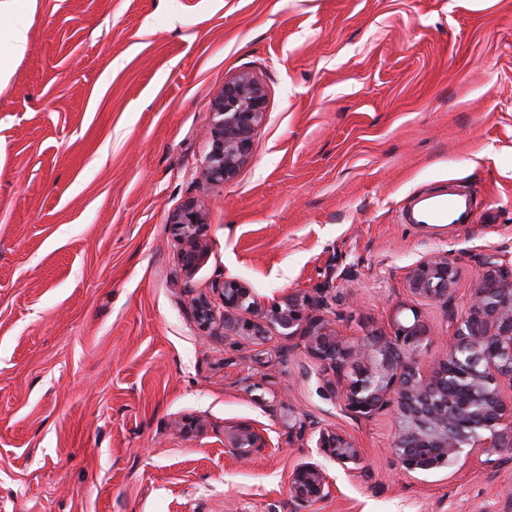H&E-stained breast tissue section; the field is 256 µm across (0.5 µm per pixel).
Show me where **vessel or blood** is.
<instances>
[{
	"label": "vessel or blood",
	"instance_id": "vessel-or-blood-1",
	"mask_svg": "<svg viewBox=\"0 0 512 512\" xmlns=\"http://www.w3.org/2000/svg\"><path fill=\"white\" fill-rule=\"evenodd\" d=\"M475 201L466 186L455 182L413 191L400 211L403 223L453 226L472 223Z\"/></svg>",
	"mask_w": 512,
	"mask_h": 512
}]
</instances>
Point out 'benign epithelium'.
<instances>
[{
  "instance_id": "7a95c632",
  "label": "benign epithelium",
  "mask_w": 512,
  "mask_h": 512,
  "mask_svg": "<svg viewBox=\"0 0 512 512\" xmlns=\"http://www.w3.org/2000/svg\"><path fill=\"white\" fill-rule=\"evenodd\" d=\"M214 124L204 175L215 181L231 178L250 157L253 133L265 113L261 87L247 74L224 82L212 104ZM171 230L185 248L181 262L193 269L201 256L206 224L200 201H186L170 218ZM456 268L446 254L422 258L407 276L412 294L448 307L454 293ZM224 306L220 324L224 339L260 340L268 330L299 336L308 354L336 374L334 390L342 411L355 420L394 410L396 437L390 455L402 477L448 464L463 452L493 466L512 451V403L499 394L500 382L512 383V263L498 254L481 264L467 306L452 318L448 358L426 376L415 357L432 328L419 314L411 324L396 322L393 331L339 336L322 314L327 288L258 300L249 285L226 278L219 287ZM199 327L215 320L209 300H194ZM316 448L343 468L359 466L361 454L345 434L312 424ZM224 447L247 460L269 447L264 430L242 423L224 434ZM291 501L303 505L325 498L329 484L316 464L305 463L288 480Z\"/></svg>"
}]
</instances>
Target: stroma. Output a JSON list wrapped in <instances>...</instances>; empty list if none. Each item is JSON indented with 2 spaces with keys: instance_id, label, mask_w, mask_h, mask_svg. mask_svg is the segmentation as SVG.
Returning a JSON list of instances; mask_svg holds the SVG:
<instances>
[{
  "instance_id": "1",
  "label": "stroma",
  "mask_w": 512,
  "mask_h": 512,
  "mask_svg": "<svg viewBox=\"0 0 512 512\" xmlns=\"http://www.w3.org/2000/svg\"><path fill=\"white\" fill-rule=\"evenodd\" d=\"M29 43L0 87V512H512V460L397 476L392 413L346 415L332 370L270 332L227 351L192 299L227 277L267 298L330 288L341 336L421 315L448 355L489 254H512V0H13ZM249 73L266 98L251 158L203 177L211 107ZM454 181L473 224L401 223ZM202 199L193 271L170 214ZM457 268L448 306L410 293L423 257ZM350 436L348 472L282 402ZM200 428L187 434L185 419ZM241 423L270 446L243 463ZM322 467L302 507L288 479ZM268 437L263 429L252 424L242 423L224 434V446L242 460H248L254 454L269 447ZM288 492L291 501L300 505L320 501L329 493L327 476L316 464H302L291 473Z\"/></svg>"
}]
</instances>
